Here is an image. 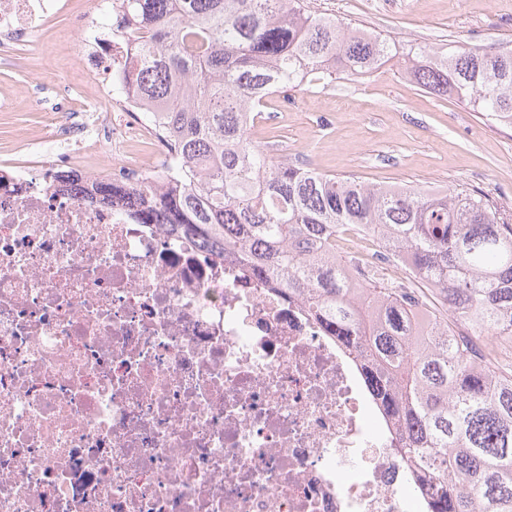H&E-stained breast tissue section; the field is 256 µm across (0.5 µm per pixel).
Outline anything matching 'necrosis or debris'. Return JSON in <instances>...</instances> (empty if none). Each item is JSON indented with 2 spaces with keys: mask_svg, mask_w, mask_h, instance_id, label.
I'll use <instances>...</instances> for the list:
<instances>
[{
  "mask_svg": "<svg viewBox=\"0 0 512 512\" xmlns=\"http://www.w3.org/2000/svg\"><path fill=\"white\" fill-rule=\"evenodd\" d=\"M60 14L67 83L0 96L62 116L39 166L0 158V512H418L359 359L308 307L103 197L181 163L161 142L127 156L157 115L128 89L123 0H0V41ZM106 140L118 150L89 163ZM345 249L408 284L371 237Z\"/></svg>",
  "mask_w": 512,
  "mask_h": 512,
  "instance_id": "obj_1",
  "label": "necrosis or debris"
}]
</instances>
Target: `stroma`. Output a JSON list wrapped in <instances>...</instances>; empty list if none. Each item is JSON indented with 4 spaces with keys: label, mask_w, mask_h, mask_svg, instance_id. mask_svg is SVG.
I'll list each match as a JSON object with an SVG mask.
<instances>
[{
    "label": "stroma",
    "mask_w": 512,
    "mask_h": 512,
    "mask_svg": "<svg viewBox=\"0 0 512 512\" xmlns=\"http://www.w3.org/2000/svg\"><path fill=\"white\" fill-rule=\"evenodd\" d=\"M394 43L512 51V0H309ZM51 57L23 48L0 64V95L65 81ZM254 139L271 156L303 160L328 174L352 173L367 183L448 191L467 189L512 211V127L472 111L457 96L422 90L403 70L381 67L365 78L340 79L298 91L293 102L270 98ZM46 113L0 112V154L23 153L22 133L42 132Z\"/></svg>",
    "instance_id": "1"
}]
</instances>
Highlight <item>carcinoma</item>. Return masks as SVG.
Segmentation results:
<instances>
[{
	"instance_id": "obj_1",
	"label": "carcinoma",
	"mask_w": 512,
	"mask_h": 512,
	"mask_svg": "<svg viewBox=\"0 0 512 512\" xmlns=\"http://www.w3.org/2000/svg\"><path fill=\"white\" fill-rule=\"evenodd\" d=\"M134 90L162 108L158 132L184 167L146 207L138 189L112 203L144 224H171L210 251L230 250L298 298L363 360L399 431V452L426 512H512V365L476 355L477 336L512 334V212L465 190L368 184L275 159L251 138L263 100L398 55L389 41L317 14L305 0H126ZM405 71L437 96L512 118V52L465 45L413 52ZM366 230L412 266L426 297L369 276L353 288V257L336 232Z\"/></svg>"
}]
</instances>
